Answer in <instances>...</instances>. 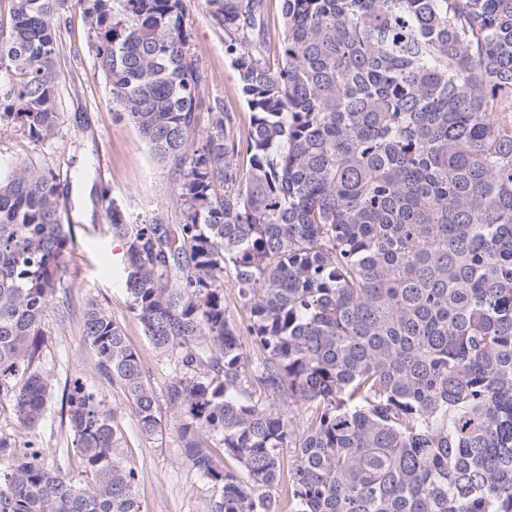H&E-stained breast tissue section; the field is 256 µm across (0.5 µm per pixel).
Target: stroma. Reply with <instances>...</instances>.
I'll use <instances>...</instances> for the list:
<instances>
[{
  "label": "stroma",
  "mask_w": 512,
  "mask_h": 512,
  "mask_svg": "<svg viewBox=\"0 0 512 512\" xmlns=\"http://www.w3.org/2000/svg\"><path fill=\"white\" fill-rule=\"evenodd\" d=\"M186 4V21L204 80L198 130L207 133L209 112L217 107L231 113L237 133L246 136L251 112L240 93L237 72L224 52V32L213 21L207 0H186ZM54 22L61 44L58 134L35 144L0 127L1 160L59 168L70 179L65 196H72L80 185L91 191L83 204H67L62 210L63 223L73 227L64 273L72 313L63 322L53 311L45 319L44 355L53 369L57 394L39 427L43 456L48 466L85 479L81 458L71 445L72 435L62 417L59 391L76 379L92 388L101 385L79 332L82 307L93 299L121 324L142 359L160 406L162 431L146 439L120 390L110 392L126 439L122 461L137 475L142 512H211L218 490L184 461L176 433L179 412L167 399V386L179 366L174 358L155 350L131 313L123 284L126 246L107 231L106 210L113 202L137 220L178 223L179 210L173 202L175 176L152 158L137 129L121 117L111 87L96 65L90 20L79 0H67L55 11Z\"/></svg>",
  "instance_id": "obj_1"
}]
</instances>
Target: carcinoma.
Segmentation results:
<instances>
[{"instance_id": "cac0c4a2", "label": "carcinoma", "mask_w": 512, "mask_h": 512, "mask_svg": "<svg viewBox=\"0 0 512 512\" xmlns=\"http://www.w3.org/2000/svg\"><path fill=\"white\" fill-rule=\"evenodd\" d=\"M79 2L113 99L176 175L179 223L114 203L107 221L130 311L181 364L168 399L212 512H275L285 448L288 512H512V0H283L274 68L248 49L262 0H208L252 121L243 139L214 112L198 144L184 0ZM56 4L0 21V123L34 143L59 128ZM62 197L55 168L0 165V398L30 433L0 512H141L108 388L145 438L160 410L94 300L80 332L106 386L65 392L91 482L37 451L42 323L70 315ZM217 443L239 469L214 464ZM224 308L226 316L235 323H240L244 317L242 303L232 277L224 274Z\"/></svg>"}]
</instances>
